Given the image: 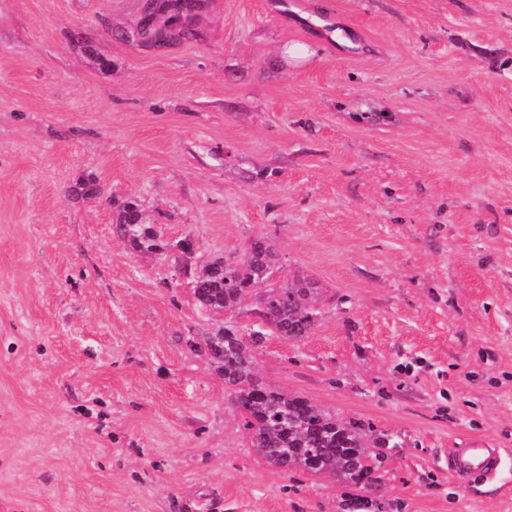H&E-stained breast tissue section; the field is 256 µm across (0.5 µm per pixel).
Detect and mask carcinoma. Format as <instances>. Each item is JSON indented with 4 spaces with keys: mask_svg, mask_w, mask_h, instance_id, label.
Masks as SVG:
<instances>
[{
    "mask_svg": "<svg viewBox=\"0 0 512 512\" xmlns=\"http://www.w3.org/2000/svg\"><path fill=\"white\" fill-rule=\"evenodd\" d=\"M115 233L138 250L167 248L154 225L142 222L138 205L129 201L119 211ZM276 253L264 236L252 238L241 257L217 259L192 276L193 295L204 309L232 310L260 291L252 315L258 328L241 333L226 325L198 343L224 378L230 402L239 411L252 448L284 471L300 469L327 475L349 489L374 484L381 463V448H400L393 434L371 436L360 423L344 421L309 399L267 387L253 372L251 347L274 334L300 340L314 330L320 315L319 287L300 277L288 286L274 280Z\"/></svg>",
    "mask_w": 512,
    "mask_h": 512,
    "instance_id": "cac0c4a2",
    "label": "carcinoma"
}]
</instances>
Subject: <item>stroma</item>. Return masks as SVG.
<instances>
[{"mask_svg": "<svg viewBox=\"0 0 512 512\" xmlns=\"http://www.w3.org/2000/svg\"><path fill=\"white\" fill-rule=\"evenodd\" d=\"M146 12L0 0V512H344L251 448L197 344L252 318L115 236L131 200L193 271L264 235L318 283L254 371L398 435L363 496L512 512V456L448 474L512 449V0H199L161 44ZM500 448L474 443L464 448L450 449L448 470L455 481L465 484L476 478H493L504 463Z\"/></svg>", "mask_w": 512, "mask_h": 512, "instance_id": "stroma-1", "label": "stroma"}]
</instances>
